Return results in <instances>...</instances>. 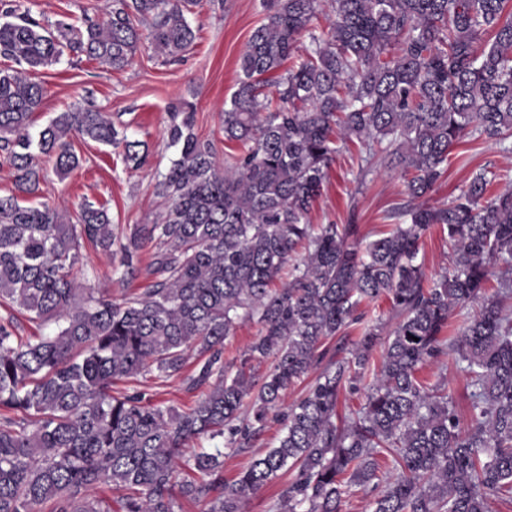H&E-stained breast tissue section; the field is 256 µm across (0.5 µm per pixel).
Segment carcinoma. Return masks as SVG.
Segmentation results:
<instances>
[{
  "mask_svg": "<svg viewBox=\"0 0 512 512\" xmlns=\"http://www.w3.org/2000/svg\"><path fill=\"white\" fill-rule=\"evenodd\" d=\"M200 2L112 0L79 26L0 12L10 62L0 68V165L15 188L0 195V512H110L94 495L102 485L122 491L119 512H182L185 502L243 512L287 468L296 474L274 512H342L369 485L370 512H488L490 498L511 500L512 189L492 191L480 171L447 204L425 197L463 138L512 151V0H263L222 113L224 140L241 153L219 165L186 103L166 130L174 157L155 192L169 207L153 223L121 227L88 201L73 213L24 204L45 163L61 178L79 167L74 137L122 147L130 169L145 160L144 143L94 107L59 112L32 134L45 97L35 74L65 57L123 70L144 23L151 46L175 59L196 40L189 15ZM303 36L306 57L278 74ZM355 141L365 149L358 179L395 162L415 201L368 242L355 224L308 219L330 164ZM435 225L454 260L429 277L417 256ZM86 244L109 255L119 245L123 277L148 288L118 303L86 287L73 274ZM381 296L397 317L387 332L361 310ZM470 303L478 313L446 336L451 312ZM19 314L55 330L23 336ZM247 319L261 332L232 372L224 340ZM360 323L350 357L321 366L320 346ZM443 356L470 388L464 429L446 385L419 379ZM315 371L306 395L284 405ZM147 375L203 398L179 410L117 387ZM354 382L365 401L338 425L340 392ZM271 418L284 424L278 445L224 481V449L244 447ZM202 439L222 445L186 451Z\"/></svg>",
  "mask_w": 512,
  "mask_h": 512,
  "instance_id": "carcinoma-1",
  "label": "carcinoma"
}]
</instances>
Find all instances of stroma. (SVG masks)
I'll return each instance as SVG.
<instances>
[{
  "mask_svg": "<svg viewBox=\"0 0 512 512\" xmlns=\"http://www.w3.org/2000/svg\"><path fill=\"white\" fill-rule=\"evenodd\" d=\"M111 0H14L20 11L44 22L61 14L73 19L106 12ZM262 0H204L191 17L197 31L193 46L174 63L165 62L150 47H142L133 62L121 71H107L96 64L61 61L37 73L46 89L44 104L34 115L35 127L44 126L57 113L77 106L92 105L108 113L119 131L149 147L145 165L126 170L117 149L93 141L74 140L80 165L66 179L48 174L41 185L39 201L75 210L82 200L107 205L118 224H149L162 215L166 202L156 196L158 171L173 156L165 147V131L173 104L185 100L195 112V130L213 140L218 153L237 152L238 146L224 140V102L237 89L241 78L240 56L252 31L262 22ZM495 177V188L512 187V152L493 143L464 138L451 151L448 169L429 194L430 203L442 205L453 200L479 169ZM358 159L343 153L332 162L320 196L309 220L314 224H354L366 240L388 232L387 214L403 203L405 177L401 169L374 165L365 180H358ZM418 260L427 275L448 270L453 261L445 234L432 227L420 244ZM77 277L87 279L96 290L109 291L121 300L142 293L149 282L144 278L125 279L111 259L85 246L74 268ZM420 377L424 383H448L456 401L461 423L469 421L467 381L451 360L426 364ZM150 402L181 409L195 404L197 394L186 392L180 380L156 384L142 378L129 384ZM280 424L272 422L250 445L224 457V479L232 481L258 454L277 445Z\"/></svg>",
  "mask_w": 512,
  "mask_h": 512,
  "instance_id": "obj_1",
  "label": "stroma"
}]
</instances>
